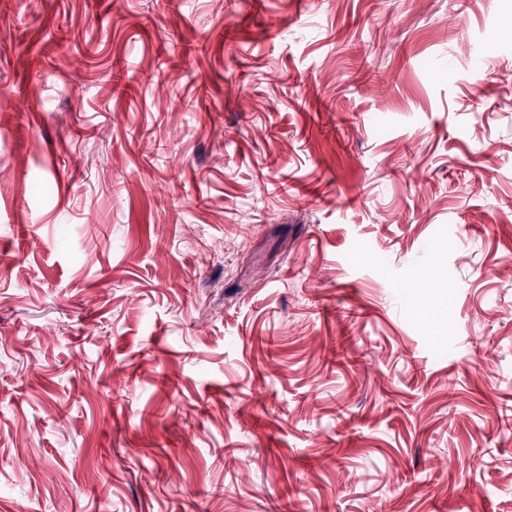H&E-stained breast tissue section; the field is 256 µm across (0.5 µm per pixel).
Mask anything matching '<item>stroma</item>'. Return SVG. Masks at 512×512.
Here are the masks:
<instances>
[{
  "label": "stroma",
  "mask_w": 512,
  "mask_h": 512,
  "mask_svg": "<svg viewBox=\"0 0 512 512\" xmlns=\"http://www.w3.org/2000/svg\"><path fill=\"white\" fill-rule=\"evenodd\" d=\"M511 407L512 0H0V512H512Z\"/></svg>",
  "instance_id": "35a3bbf8"
}]
</instances>
